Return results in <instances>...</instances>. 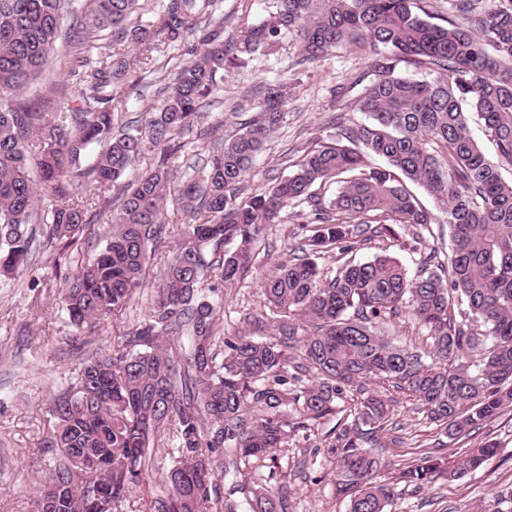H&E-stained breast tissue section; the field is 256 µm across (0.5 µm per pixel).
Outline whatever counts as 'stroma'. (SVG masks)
<instances>
[{
    "mask_svg": "<svg viewBox=\"0 0 512 512\" xmlns=\"http://www.w3.org/2000/svg\"><path fill=\"white\" fill-rule=\"evenodd\" d=\"M272 3L217 0L225 37L237 36L244 27L265 19ZM72 59L69 47L58 46L37 81L23 92L29 100L47 102V116H54L58 105L70 104L79 95L81 83L76 77L63 90L52 87ZM188 59L186 46L180 45L146 65L140 85L114 109L115 128L144 126L151 110L161 103L174 70ZM369 63L367 54L348 49L302 64L290 37L283 39L273 54L255 55L246 66L226 73L201 108L191 133L170 161L173 182L199 176L214 143L232 137L247 119V112L239 111L238 106L249 92L278 82L284 83L287 92L285 118L257 158L247 186L253 189L267 184L271 175L287 174L289 161L295 160L310 139L333 134L330 120L336 113H345L355 122L364 121L352 85L367 72ZM301 223L299 216L292 215L285 223L271 225L258 245L249 276L225 288L220 322L225 335L264 319L261 282L301 242ZM394 231V239L376 237L358 243L352 258L365 261L388 247L414 273L429 253H436L443 262L452 250L444 224L426 229L398 224ZM75 271L69 254L57 257L48 250L36 255L30 266L11 279L0 280V512H32L34 486L52 465L50 454L42 448L54 425L49 402L72 382L79 364L78 357L70 352L76 330L62 309L63 290ZM157 276V265H150L135 301L97 327V346L110 348L114 336L144 318ZM373 388L393 400L391 424L380 438L379 476L383 480L394 481L398 469L425 452L453 460L483 442L498 444L496 455L461 480L439 479L418 489L399 487L396 512H491L494 491L512 486V407L502 409L483 428L450 438L427 419L419 401L409 393L379 382ZM343 419L339 413L321 420L310 431L292 436L274 460L255 470V479L266 484L275 472H289L291 512H347L346 502L335 494L333 465L327 455L328 444Z\"/></svg>",
    "mask_w": 512,
    "mask_h": 512,
    "instance_id": "35a3bbf8",
    "label": "stroma"
}]
</instances>
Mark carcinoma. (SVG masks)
Returning a JSON list of instances; mask_svg holds the SVG:
<instances>
[{
  "label": "carcinoma",
  "mask_w": 512,
  "mask_h": 512,
  "mask_svg": "<svg viewBox=\"0 0 512 512\" xmlns=\"http://www.w3.org/2000/svg\"><path fill=\"white\" fill-rule=\"evenodd\" d=\"M67 2L0 0V275L36 252L28 224L42 194L62 199L45 225V242L71 248L91 224L84 201L72 197L73 170L85 192L109 203L112 187L147 152L154 162L124 185L101 249L77 261L64 294L72 325L95 327L126 309L161 244H177L159 261L144 319L109 352L75 345L82 361L74 381L49 404L55 424L43 448L53 466L35 486L33 512H99L100 494L112 512H124L152 481L160 490L148 512H288V472L257 484L253 464L336 415L347 399L352 421L329 444L336 493L348 512H393L394 485L379 480L378 461L364 449L387 427L391 400L368 383L408 391L451 436L481 428L512 405V178L502 174L512 167V0H455L454 14L440 24L430 21L428 0H274L269 18L232 39L224 37L215 0H168L130 29L125 24L141 0H93L73 39L79 105L48 124L44 108L19 94L54 49ZM107 28L119 40L131 35L138 56L93 53L97 33ZM191 36L192 59L145 126L113 132L112 102L140 82L136 67ZM288 36L301 64L343 48L368 53L369 70L354 81L366 122L337 118L336 135L306 146L287 177L249 192L246 175L287 103L283 84L265 85L256 116L213 148L200 177L178 186L191 223H165L168 162L202 103L225 72L246 64L244 56ZM401 64L425 78L406 76ZM472 111L483 120L495 162L469 133ZM101 142L104 152L80 169L86 149ZM330 182L339 184L334 197L313 192ZM304 206L303 242L261 283L270 333L220 335L221 288L254 266L268 225ZM391 222L447 224L455 249L446 271L424 266L411 276L387 250L348 262L333 277L319 267L322 256L342 255L362 236L391 232ZM403 308L430 334L424 355L382 332ZM167 440L177 447H165ZM496 448L487 441L446 463L426 452L396 481L420 488L441 476L458 480ZM230 474L235 483L226 498L220 479Z\"/></svg>",
  "instance_id": "cac0c4a2"
}]
</instances>
